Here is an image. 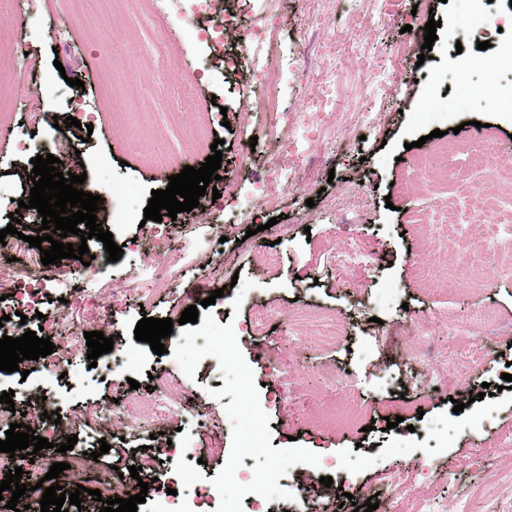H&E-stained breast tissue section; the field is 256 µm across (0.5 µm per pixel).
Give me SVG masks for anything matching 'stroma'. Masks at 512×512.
<instances>
[{
	"label": "stroma",
	"mask_w": 512,
	"mask_h": 512,
	"mask_svg": "<svg viewBox=\"0 0 512 512\" xmlns=\"http://www.w3.org/2000/svg\"><path fill=\"white\" fill-rule=\"evenodd\" d=\"M224 2L243 28L277 19L281 110L318 97L324 60H339L345 75L331 116L335 132L317 152L299 142L287 184L266 198L257 189L289 132L279 127L250 144L259 116L240 105L263 95L264 62L219 71L233 34L220 45L198 41L197 29L209 20L191 11L129 17L106 5L80 12L74 0H0V31L9 35L13 59L0 73V230L32 185L20 168L54 153V122L74 116L81 125L64 131L66 157L102 198L98 222L118 243L134 244L112 262L89 239L96 257L76 273L14 262V276L0 279V296H13L23 280L34 285L42 309L58 313L50 336L56 348L85 366L86 347L72 348L71 340L100 331L127 361L85 366L86 383L78 386L34 360L26 376L0 371V392L14 390L20 412L59 411L60 431L78 437L85 488L127 473L138 457L155 458L137 512H170L156 493L163 486L179 488L180 506L192 512L197 484L222 489L212 512H249L245 483L234 473L273 464L291 487L270 492L272 512H353L368 500L376 512H419L425 500L439 512H458L465 501L476 512H512V389L501 379L512 363V275L460 291L450 282L460 263L453 244L432 263L422 248L428 215L457 190L433 166L431 131L478 121L487 126L484 146L512 157V81L503 68L472 73L465 84L448 81L449 69L479 42L498 58L512 50L511 30L461 24L475 11L490 21L510 13L512 0L480 7L474 0H381L374 15L367 0ZM432 16L442 25L424 61L401 29ZM451 20L460 24L455 43L445 27ZM154 33L182 44L181 68L152 65L126 81L137 57H151ZM377 60L390 76L371 100L362 93L364 75ZM206 64L213 75H202ZM72 78L81 87L69 86ZM153 88L163 93L153 122L167 137L165 167L123 143ZM214 104L227 109V124L214 129L227 145L219 174L237 199L236 222L199 207L171 223L145 220L154 190L210 156L193 148L186 129L194 106ZM32 112L42 116L36 130L26 123ZM364 112L376 113L374 126H362ZM24 138L31 146L22 154ZM246 151L249 164L237 169ZM416 167L426 169L433 192L414 185ZM168 238L177 249L169 264L156 251ZM351 239L366 257L338 272L330 252ZM270 250L280 264L263 262ZM219 288L223 296L203 306ZM187 305L197 306L198 321L174 325L165 354L136 340L139 320ZM259 309L268 319L256 331L251 320ZM321 316L335 317L338 333L318 341L311 320ZM385 374L392 387L382 386ZM154 376L167 377V387H151ZM134 381L162 411L128 412L122 399ZM393 417L398 426L387 428ZM103 441L109 451L102 455ZM193 444L205 449L203 463L185 459L184 447ZM329 464L347 475L353 502L340 503L335 488L320 484ZM393 472L407 473L408 493L386 486Z\"/></svg>",
	"instance_id": "stroma-1"
}]
</instances>
